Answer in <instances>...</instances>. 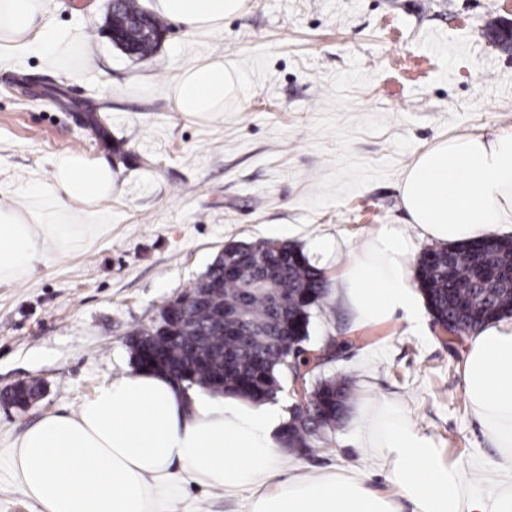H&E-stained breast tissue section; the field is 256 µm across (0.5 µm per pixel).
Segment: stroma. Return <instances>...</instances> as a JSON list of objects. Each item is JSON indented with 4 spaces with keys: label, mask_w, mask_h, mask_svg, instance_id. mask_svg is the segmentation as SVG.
<instances>
[{
    "label": "stroma",
    "mask_w": 512,
    "mask_h": 512,
    "mask_svg": "<svg viewBox=\"0 0 512 512\" xmlns=\"http://www.w3.org/2000/svg\"><path fill=\"white\" fill-rule=\"evenodd\" d=\"M47 15L88 43L79 73L47 66L36 49L0 57V205L22 202L53 158L78 150L106 162L119 189L109 224L65 257L0 286V389L31 378L43 396L0 406V448L45 415L76 411L131 372L128 338L193 287L230 242L305 248L331 236L359 246L381 224L404 226L399 187L417 155L464 133H512V0H249L221 31L168 23L153 56H127L111 38V0H46ZM220 56L242 76L237 105L209 120L176 112L170 84ZM329 293L305 347L331 349L314 377L357 372L354 398L395 402L446 458L476 463L489 490L499 451L465 408L464 337L425 318L361 326L336 299V263L315 258ZM355 424L311 440L289 461L316 475L374 461L353 445Z\"/></svg>",
    "instance_id": "35a3bbf8"
}]
</instances>
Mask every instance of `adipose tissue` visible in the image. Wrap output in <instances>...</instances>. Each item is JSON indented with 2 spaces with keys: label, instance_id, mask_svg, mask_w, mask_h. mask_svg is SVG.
I'll use <instances>...</instances> for the list:
<instances>
[{
  "label": "adipose tissue",
  "instance_id": "adipose-tissue-1",
  "mask_svg": "<svg viewBox=\"0 0 512 512\" xmlns=\"http://www.w3.org/2000/svg\"><path fill=\"white\" fill-rule=\"evenodd\" d=\"M247 0H152V10L188 31L221 30ZM45 0H0V53L38 49L62 66L68 50L91 53L68 29L44 20ZM242 79L223 58L185 68L170 87L177 112L209 119L238 99ZM117 175L79 151L54 157L30 201L0 207V285L26 280L48 256H64L106 217ZM400 202L423 237L441 244L481 240L512 225V133L460 134L421 151ZM415 246L396 224L379 225L343 264L336 295L356 322L403 315L424 320L413 284ZM466 406L500 448L498 483L478 495L434 439L386 400L365 399L354 444L395 489H372L363 468L303 474L274 433L275 408L227 395L182 391L169 376L139 370L103 384L76 412L41 418L6 448L12 478L44 512H195L186 485L223 492L242 512H512V318L467 340L460 365Z\"/></svg>",
  "mask_w": 512,
  "mask_h": 512
}]
</instances>
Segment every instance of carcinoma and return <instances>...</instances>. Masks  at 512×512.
Here are the masks:
<instances>
[{
	"label": "carcinoma",
	"instance_id": "cac0c4a2",
	"mask_svg": "<svg viewBox=\"0 0 512 512\" xmlns=\"http://www.w3.org/2000/svg\"><path fill=\"white\" fill-rule=\"evenodd\" d=\"M233 276L215 262L206 274L216 282L214 292L192 302L199 294L194 285L168 302L160 316L174 314L181 339L157 334L150 353L163 361L154 363L148 354L131 347L134 367L166 374L183 372L186 384L211 395L232 393L255 403L274 401L284 392L308 360L299 359L309 336L314 308L328 289L321 269L310 264L296 246L287 242L259 240L255 247L236 255ZM512 239L487 237L458 246L430 247L417 262V276L426 304L437 321L453 319L472 330L507 313L512 315ZM504 272L497 288H485L493 270ZM269 272L272 287L282 301L284 313L276 312L268 289L256 280ZM226 307L239 313L233 325L212 327L213 316ZM355 376L318 378L305 387L315 399L318 427L293 412L281 436L284 447L308 442L314 435L333 430L345 418Z\"/></svg>",
	"mask_w": 512,
	"mask_h": 512
}]
</instances>
